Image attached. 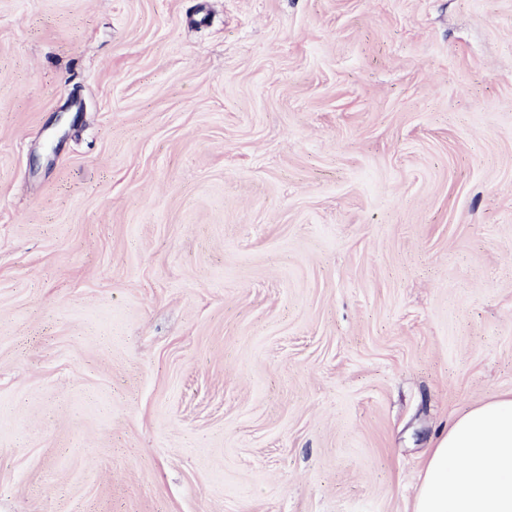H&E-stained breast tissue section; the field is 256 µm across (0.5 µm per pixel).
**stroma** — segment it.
<instances>
[{
  "mask_svg": "<svg viewBox=\"0 0 512 512\" xmlns=\"http://www.w3.org/2000/svg\"><path fill=\"white\" fill-rule=\"evenodd\" d=\"M512 392V0H0V512H412Z\"/></svg>",
  "mask_w": 512,
  "mask_h": 512,
  "instance_id": "stroma-1",
  "label": "stroma"
}]
</instances>
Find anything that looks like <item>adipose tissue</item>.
<instances>
[{
  "instance_id": "adipose-tissue-1",
  "label": "adipose tissue",
  "mask_w": 512,
  "mask_h": 512,
  "mask_svg": "<svg viewBox=\"0 0 512 512\" xmlns=\"http://www.w3.org/2000/svg\"><path fill=\"white\" fill-rule=\"evenodd\" d=\"M413 512H512V394L451 421L429 453Z\"/></svg>"
}]
</instances>
